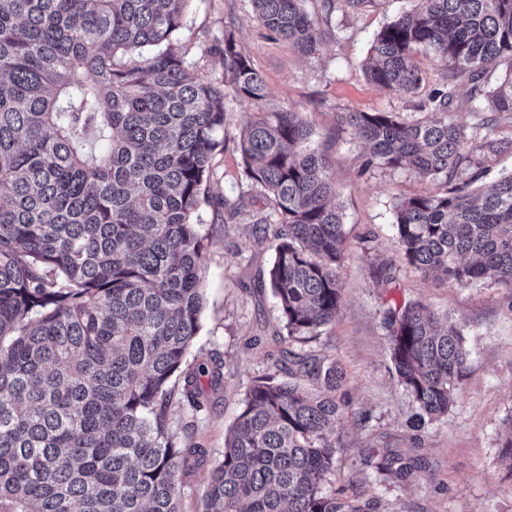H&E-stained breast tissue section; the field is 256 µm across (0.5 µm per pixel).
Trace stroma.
Segmentation results:
<instances>
[{
	"mask_svg": "<svg viewBox=\"0 0 512 512\" xmlns=\"http://www.w3.org/2000/svg\"><path fill=\"white\" fill-rule=\"evenodd\" d=\"M407 6V0H376L356 14L335 10L327 20L333 38L319 55L304 59L250 24L251 0H192L175 47L199 74L217 81L224 77V32L233 29L264 76L270 101L303 113L330 160L345 230L337 269L343 300L320 336L294 346L295 352L336 362L345 372L336 469L325 491L377 495L381 512H512V469L500 456L502 422L512 414V292L489 282L451 285L410 267L393 230L394 209L439 187L401 169L363 171L364 150L355 130L338 122L339 113L349 111L411 117V98L371 85L364 74L374 34ZM246 189L238 141L226 137L223 153L213 161L208 192L232 202L244 199L247 212L224 221L208 205L199 209L208 243L205 303L185 363L192 371L210 355L224 360L219 401L200 415L195 434L213 460L224 453V434L248 386L274 372L279 356V310L270 289L261 285L271 244L255 239L249 219L265 209L266 200ZM385 259L399 267L400 286L382 297L373 270ZM406 302L448 314L463 328L470 350L454 405L418 433L407 425L413 404L398 381L383 324L387 306ZM386 447L415 449L420 466L402 480L381 471L375 451Z\"/></svg>",
	"mask_w": 512,
	"mask_h": 512,
	"instance_id": "35a3bbf8",
	"label": "stroma"
}]
</instances>
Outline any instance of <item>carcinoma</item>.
<instances>
[{"instance_id":"1","label":"carcinoma","mask_w":512,"mask_h":512,"mask_svg":"<svg viewBox=\"0 0 512 512\" xmlns=\"http://www.w3.org/2000/svg\"><path fill=\"white\" fill-rule=\"evenodd\" d=\"M191 0H0V512H184V471L206 461L193 440L224 361L183 369L200 329L206 236L199 208L224 151L226 101L251 106L238 139L249 189L273 234L263 286L277 300L280 371L248 386L212 463L202 512H379L323 486L335 470L344 400L334 362L288 344L336 318L343 217L332 169L302 113L269 110L263 76L233 32L224 79L204 80L171 47ZM306 0H253L263 34L297 54L328 31ZM356 13L375 0H321ZM371 41V84L414 99L418 117L342 112L368 146L364 168L405 169L444 186L395 207L408 265L451 285L512 290V172L480 187V153L512 137V0H409ZM442 84L420 96V58ZM506 66L489 84L488 73ZM469 85L491 134L476 144L452 112ZM380 292L398 286L382 261ZM390 358L415 404L414 430L448 414L469 351L463 329L427 305L389 306ZM179 413V424L173 415ZM501 456L512 466V414ZM402 479L416 458L379 450Z\"/></svg>"}]
</instances>
